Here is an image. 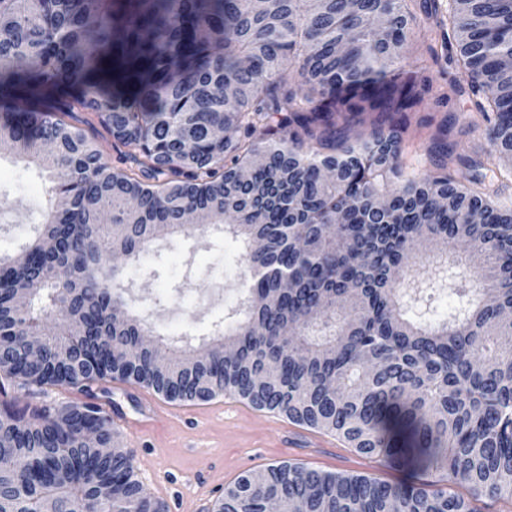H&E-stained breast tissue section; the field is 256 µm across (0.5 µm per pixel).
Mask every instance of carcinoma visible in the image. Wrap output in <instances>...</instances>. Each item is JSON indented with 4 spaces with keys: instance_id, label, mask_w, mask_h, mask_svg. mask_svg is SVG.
<instances>
[{
    "instance_id": "1",
    "label": "carcinoma",
    "mask_w": 512,
    "mask_h": 512,
    "mask_svg": "<svg viewBox=\"0 0 512 512\" xmlns=\"http://www.w3.org/2000/svg\"><path fill=\"white\" fill-rule=\"evenodd\" d=\"M448 2L488 139L467 184L444 144L430 148L438 172L403 159L407 110L430 85L405 69L418 27L407 0H0V153L35 165L54 198L26 259H0V512L49 500L59 512H164L128 451L99 450L114 432L91 385L114 381L171 400L235 395L334 431L380 466L442 473L421 489L283 463L259 484L241 476L217 512H264L276 494L289 512H477L454 486L512 495V207L482 173L512 172V0ZM367 109L371 131L353 143L345 127ZM76 112L125 148L130 171L111 169ZM191 212L202 223H184ZM220 224L249 275L213 333L239 343L241 360L221 366L210 351L163 368L133 336L108 335L105 308L127 309L128 288L104 258L136 260ZM419 241L462 248L479 284L473 302L469 281H454L465 303L437 325L406 318L396 287ZM59 263L76 277L51 278ZM70 299L82 319L47 332L86 334L82 352L24 361L22 338ZM34 386L85 400L18 406L13 394Z\"/></svg>"
}]
</instances>
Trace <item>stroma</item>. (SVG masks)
<instances>
[{"instance_id":"1","label":"stroma","mask_w":512,"mask_h":512,"mask_svg":"<svg viewBox=\"0 0 512 512\" xmlns=\"http://www.w3.org/2000/svg\"><path fill=\"white\" fill-rule=\"evenodd\" d=\"M419 26L406 48L410 64L433 83L432 94L410 114L405 153L432 169L427 154L433 139L446 142L453 157H476L487 148L485 126L469 95L454 93L468 83L454 46L429 19L447 15L448 0H411ZM450 94L449 103L437 101ZM49 205V185L31 167L10 155L0 156V255H17L32 225L41 223ZM245 277L241 250L232 238L211 232L204 238L168 240L123 272L130 285L129 304L146 316L154 333L209 337L213 321L235 308L236 289ZM145 387L116 382L102 404L122 417L117 432L147 492L155 493L165 512H212L225 488L247 473H260L283 462L325 473L375 476L393 485L425 486L435 471L412 472L379 467L336 433L291 423L283 415L253 408L223 396L226 410L208 403L187 404L174 418L146 419L139 398Z\"/></svg>"}]
</instances>
